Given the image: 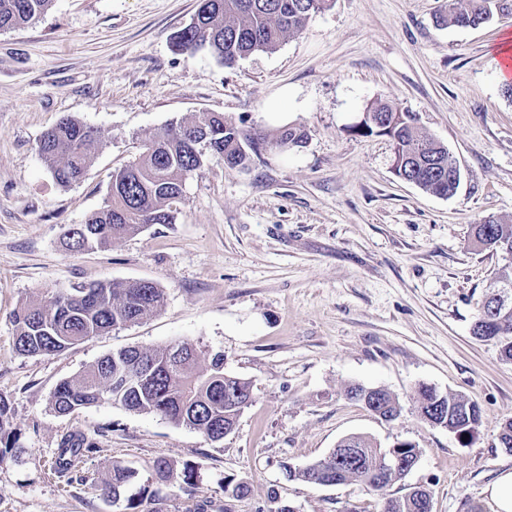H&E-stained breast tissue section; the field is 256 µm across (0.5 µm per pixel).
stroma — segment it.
I'll return each instance as SVG.
<instances>
[{
  "instance_id": "35a3bbf8",
  "label": "stroma",
  "mask_w": 512,
  "mask_h": 512,
  "mask_svg": "<svg viewBox=\"0 0 512 512\" xmlns=\"http://www.w3.org/2000/svg\"><path fill=\"white\" fill-rule=\"evenodd\" d=\"M448 0H332L275 51L235 66L182 54L170 37L198 0H53L33 22L0 31V397L17 446L0 462V512H115L108 481L135 467L154 491L148 512H378L382 499L430 491L432 512H467L512 467L497 431L512 419V361L472 328L491 277L512 257L472 246V227L512 221V99L498 74L512 15L476 29L436 22ZM295 98L288 125L307 141L267 148L246 169L217 157L187 176L174 219L105 248L69 252L63 228L108 199L112 174L161 128L220 112L274 140L267 118L282 87ZM411 113L423 136L456 159L462 181L441 197L401 180L384 136L352 131L367 107ZM99 129L103 146L77 183L57 184L39 139L63 117ZM148 280L161 308L139 322L50 355L14 347L12 314L93 281ZM188 342L200 364L224 355L226 374L250 382L251 406L214 443L157 414L101 403L61 416L56 385L113 351ZM381 387L400 417L382 420L345 396ZM457 394L481 409L463 442L417 411L418 388ZM97 446L78 481L49 474L61 439ZM363 434L381 448L409 442L416 466L379 492L348 482L290 479L338 441ZM192 466L191 483L151 481L149 462ZM251 495L226 502L225 484Z\"/></svg>"
}]
</instances>
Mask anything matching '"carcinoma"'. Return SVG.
Wrapping results in <instances>:
<instances>
[{
    "label": "carcinoma",
    "mask_w": 512,
    "mask_h": 512,
    "mask_svg": "<svg viewBox=\"0 0 512 512\" xmlns=\"http://www.w3.org/2000/svg\"><path fill=\"white\" fill-rule=\"evenodd\" d=\"M195 18L174 32L176 50L193 54L205 50L231 67L258 50L273 51L289 35L302 29L311 13L330 6L331 0H199ZM52 0H0V29L25 25L43 15ZM512 14V0H448V13L440 17L445 26L477 27L493 19L494 13ZM415 118L387 104H377L364 113L355 131L362 135L387 136L394 144L396 175L439 196L456 192L452 173L457 166L448 148L418 135ZM307 133L299 128L284 129L276 146L288 149L302 145ZM97 129L72 118L61 120L39 141V153L62 186L79 181L101 147ZM267 147L266 141L226 119L217 112H198L189 122L170 124L143 144L136 162L112 175L109 202L83 224L65 227L62 234L67 250L80 252L106 247L113 241L140 233L153 224L173 221L171 204L182 194L187 175L200 169L206 153L224 159L230 168H247ZM477 247L512 253V224L489 217L473 227ZM163 302V290L151 281L103 282L77 286L57 293L47 302L25 301L13 313L15 349L21 355H48L114 330L134 324L156 312ZM496 301L482 300L473 334L495 341L503 358L512 361V306L489 314ZM132 376L131 385L118 405L137 413H155L176 426L196 430L215 441L224 424L236 417L224 405V353L217 352L210 363L198 365V353L184 343L183 356L174 360L169 348L141 352L126 347L99 358L78 376L61 381L51 398V409L69 415L78 409L104 402L112 388L117 367ZM378 409L389 421L401 414L399 402L385 390H378ZM10 407L0 397V462L15 447L7 432ZM418 412L436 416L437 423L454 433L474 435L481 425V410L471 404L460 413L457 396L419 390ZM96 442L82 434H69L60 444L52 462L58 477L71 473L83 452ZM384 451L363 435L342 439L329 455L292 477L308 483L358 481L379 491L401 473L374 474ZM140 479L138 469L115 464L112 483L106 490L125 502L130 512H140L146 488L130 493ZM381 512H426L424 502L415 498L390 499Z\"/></svg>",
    "instance_id": "obj_1"
}]
</instances>
